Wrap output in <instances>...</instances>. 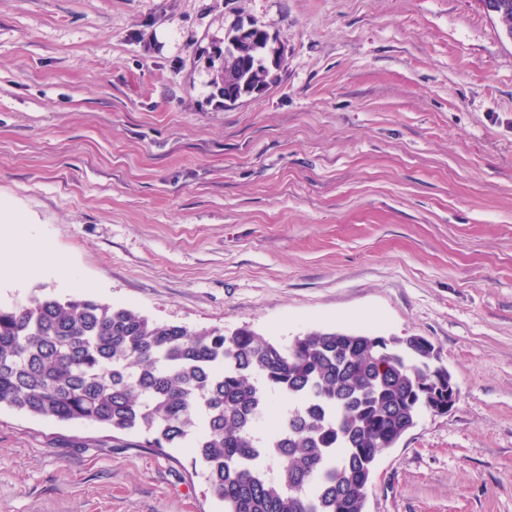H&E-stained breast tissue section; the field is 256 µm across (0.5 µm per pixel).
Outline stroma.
Segmentation results:
<instances>
[{
  "instance_id": "35a3bbf8",
  "label": "stroma",
  "mask_w": 512,
  "mask_h": 512,
  "mask_svg": "<svg viewBox=\"0 0 512 512\" xmlns=\"http://www.w3.org/2000/svg\"><path fill=\"white\" fill-rule=\"evenodd\" d=\"M286 50L212 101L237 21ZM0 198L84 298L288 342L418 335L460 392L368 512H512V37L479 0H0ZM0 409V512H219L188 448ZM238 71H239L238 65L236 64V70H235L234 75L238 74ZM272 73H273V71H267L265 69L255 70L254 66H251L246 69L241 68L238 76H236L237 83L229 84L228 86L235 88L238 91V93H242L247 88L253 86L256 83L257 84L252 87V89L249 92V95L243 94V95H239L236 98L233 93H230L229 95L224 94V106H236L237 104L242 102L243 99L246 97L248 98L253 95H261L264 92H266L268 89H270L272 84L266 85L264 83H258V82L266 80Z\"/></svg>"
}]
</instances>
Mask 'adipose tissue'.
<instances>
[{"instance_id":"1","label":"adipose tissue","mask_w":512,"mask_h":512,"mask_svg":"<svg viewBox=\"0 0 512 512\" xmlns=\"http://www.w3.org/2000/svg\"><path fill=\"white\" fill-rule=\"evenodd\" d=\"M24 238L21 219L8 203L0 202V274L14 283L29 279L52 259L51 250L45 246L19 250Z\"/></svg>"}]
</instances>
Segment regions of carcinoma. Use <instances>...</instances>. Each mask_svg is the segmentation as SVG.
Wrapping results in <instances>:
<instances>
[{"label":"carcinoma","instance_id":"obj_1","mask_svg":"<svg viewBox=\"0 0 512 512\" xmlns=\"http://www.w3.org/2000/svg\"><path fill=\"white\" fill-rule=\"evenodd\" d=\"M271 72L242 68V93ZM288 401L262 437L256 424ZM448 404L422 336L310 330L280 343L69 298L0 308V407L188 446L224 512H367L381 453Z\"/></svg>","mask_w":512,"mask_h":512}]
</instances>
